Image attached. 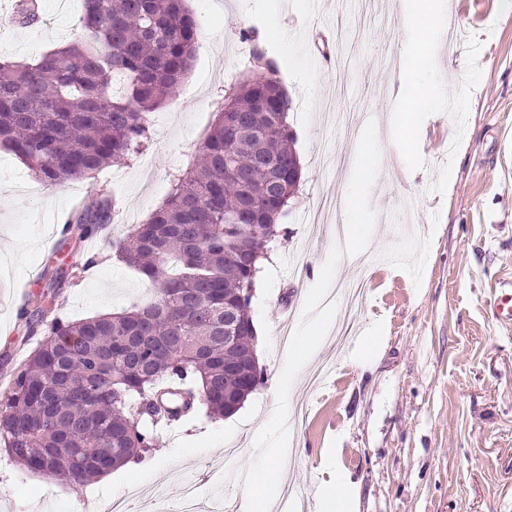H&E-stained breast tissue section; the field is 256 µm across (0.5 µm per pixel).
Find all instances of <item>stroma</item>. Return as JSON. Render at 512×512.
Wrapping results in <instances>:
<instances>
[{"mask_svg": "<svg viewBox=\"0 0 512 512\" xmlns=\"http://www.w3.org/2000/svg\"><path fill=\"white\" fill-rule=\"evenodd\" d=\"M39 3V22L0 29L1 58L30 62L80 39V0ZM377 3L360 29L359 0H187L196 57L155 112L144 157L54 186L0 152V391L42 340L27 330V312L77 320L150 296L112 242L163 200L170 173L189 167L227 76L248 74L241 29H255L278 61L303 162L283 229L262 256L252 315L264 377L240 410L158 428L150 456L107 487L90 482L73 493L18 466L0 444V512H92L131 488L169 512L186 481L202 499L240 504L249 488L225 482L228 465L259 470L286 446L288 477L306 482L310 512H322L334 470L349 478V512H512V328L488 306L512 278V0H450L416 77L442 100L419 115L413 153L393 137L389 114L401 108V63L415 33L402 28V0ZM372 138L380 142L372 167L358 170L355 148ZM320 196L358 200L361 264L340 262L329 233H307ZM95 200L118 202L111 224L81 241L62 230ZM390 252L401 263L385 262ZM358 278L370 293L349 348L324 337L296 372L280 325L291 320L299 343L317 319L337 322ZM328 289L340 298L326 307ZM374 334L378 345L365 351ZM326 366L327 384L309 390V374ZM226 448L237 449L234 463Z\"/></svg>", "mask_w": 512, "mask_h": 512, "instance_id": "1", "label": "stroma"}]
</instances>
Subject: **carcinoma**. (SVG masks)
Returning <instances> with one entry per match:
<instances>
[{
	"label": "carcinoma",
	"instance_id": "carcinoma-1",
	"mask_svg": "<svg viewBox=\"0 0 512 512\" xmlns=\"http://www.w3.org/2000/svg\"><path fill=\"white\" fill-rule=\"evenodd\" d=\"M31 0L0 17L26 26ZM84 36L34 63L0 61V146L54 185L88 179L140 154L153 136L152 114L189 74L197 23L184 0H84ZM261 79L227 83L216 120L185 171L169 175L163 202L125 238L118 260L158 284L155 300L73 322L54 320L0 396V440L27 470L81 485L149 453L150 425L168 411L205 407L221 419L246 391L253 317L239 312L233 351L224 348V306L256 280L262 249L279 230L299 182L288 97L264 51ZM119 78L123 95H112ZM81 238L112 223L108 202L79 211ZM259 233L243 235L242 225ZM138 415L136 432L128 422Z\"/></svg>",
	"mask_w": 512,
	"mask_h": 512
}]
</instances>
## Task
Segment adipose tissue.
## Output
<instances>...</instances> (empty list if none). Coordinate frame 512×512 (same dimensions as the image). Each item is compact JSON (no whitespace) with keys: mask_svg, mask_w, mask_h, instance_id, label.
<instances>
[{"mask_svg":"<svg viewBox=\"0 0 512 512\" xmlns=\"http://www.w3.org/2000/svg\"><path fill=\"white\" fill-rule=\"evenodd\" d=\"M407 19L415 29L418 39L412 55L406 59L401 71V90L404 100L402 111L393 113L392 127L404 141L407 150L418 147L411 136L418 115L424 109L432 107L430 99L415 83V73L425 66V47L429 39L442 27L445 20L444 0H418L406 13ZM287 479L284 456L281 450H273L269 464L260 471L254 472L250 478L253 495L246 505L247 512H275L277 501L269 495L270 487L281 484Z\"/></svg>","mask_w":512,"mask_h":512,"instance_id":"adipose-tissue-1","label":"adipose tissue"}]
</instances>
